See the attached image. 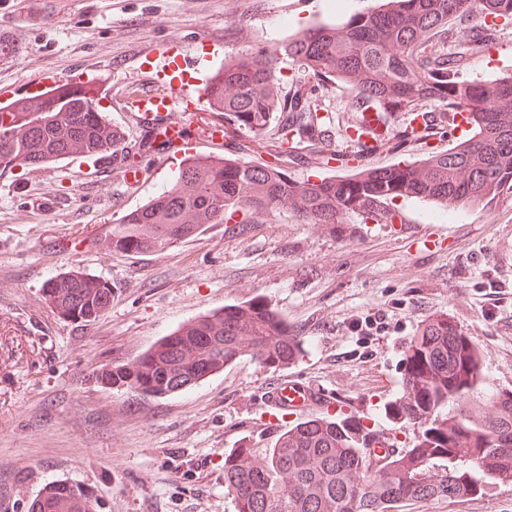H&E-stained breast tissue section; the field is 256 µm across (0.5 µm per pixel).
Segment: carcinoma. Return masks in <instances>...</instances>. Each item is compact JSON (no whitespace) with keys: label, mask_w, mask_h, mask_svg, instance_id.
<instances>
[{"label":"carcinoma","mask_w":512,"mask_h":512,"mask_svg":"<svg viewBox=\"0 0 512 512\" xmlns=\"http://www.w3.org/2000/svg\"><path fill=\"white\" fill-rule=\"evenodd\" d=\"M483 24L470 41L488 45L495 24L512 20V0H386L340 26L313 25L302 34L224 66L210 94L224 121L263 133L279 120L317 144L328 128L314 121L307 100L331 80L353 85L358 122L351 126L359 159L363 113L391 129L406 118L402 141L392 133L374 150L444 137L433 122L414 128L424 100L465 115L472 135L414 162L363 167L317 181L288 179L278 162L186 158L171 187L112 225V248L161 251L204 224H257L275 210H290L305 224H342L361 215L392 222L398 198L465 206L512 193V75L492 80L459 76L463 56L446 50L456 21ZM287 59L312 72L316 84L290 98L275 89L274 65ZM106 114L85 96L48 99L40 110L0 111V174L26 163L42 167L67 158L79 142L88 152L124 149L118 137L101 139ZM45 300L72 321L95 320L112 301L101 281L68 271L52 277ZM302 341L261 300L225 305L178 328L130 363L96 371L105 385L147 398L190 389L244 357L280 367L295 361ZM399 395L382 412L413 427L400 448L390 437L348 418L312 417L283 431L270 448H232L224 454V485L236 512H390L398 503L485 495L512 482V390L485 392L481 352L445 314L425 319L406 344ZM29 512H94L81 486L52 483Z\"/></svg>","instance_id":"obj_1"}]
</instances>
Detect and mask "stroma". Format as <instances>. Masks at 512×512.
<instances>
[{
    "mask_svg": "<svg viewBox=\"0 0 512 512\" xmlns=\"http://www.w3.org/2000/svg\"><path fill=\"white\" fill-rule=\"evenodd\" d=\"M0 0V29L22 46L0 65V91L21 96L44 73L90 66L108 81L99 100L131 143L145 134L119 106L150 85L143 53L180 38L189 53L222 41L207 63L260 50L312 24L339 25L376 0ZM512 73V23L499 21L493 43L463 61L469 80ZM354 90L329 82L313 109L327 116L329 149L351 153L347 130ZM277 138L234 130L224 152L262 161ZM148 166L144 186L119 174L82 185L71 160L34 176L0 175V512H28L55 481L89 488L97 512H235L224 487V453L264 448L301 419L345 416L388 431L396 445L411 427L380 408L400 388L404 350L423 319L446 313L479 347L488 390L512 389V194L491 205L451 210L396 200L397 218L378 224H304L277 210L260 224H206L162 251L113 250L107 235L122 214L161 193L171 169L150 151L112 154ZM77 271L107 282L112 301L93 323L52 310L43 289ZM262 299L304 340L285 368L244 358L191 389L143 398L98 383L102 366L130 362L176 328L214 309ZM383 316L372 335L356 322ZM291 374L318 387L322 400L270 420L267 387ZM396 512H512V483L482 496L411 502Z\"/></svg>",
    "mask_w": 512,
    "mask_h": 512,
    "instance_id": "stroma-1",
    "label": "stroma"
}]
</instances>
